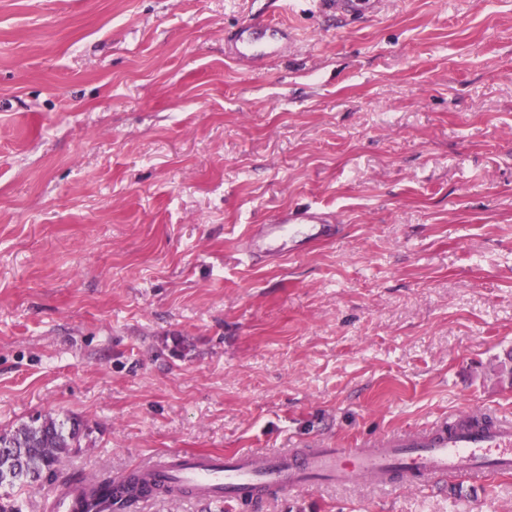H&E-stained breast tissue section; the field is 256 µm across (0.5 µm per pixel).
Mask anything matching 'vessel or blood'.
Segmentation results:
<instances>
[{
  "label": "vessel or blood",
  "mask_w": 512,
  "mask_h": 512,
  "mask_svg": "<svg viewBox=\"0 0 512 512\" xmlns=\"http://www.w3.org/2000/svg\"><path fill=\"white\" fill-rule=\"evenodd\" d=\"M375 8L374 0H336V15L358 21ZM268 34L270 47L285 51L288 35L261 20L236 28L228 42L231 55L250 50L258 33ZM315 226L318 236L331 235L330 220L314 207L279 213L269 224L257 225L245 255L255 261L274 254L285 256L294 247L286 229L302 233ZM137 472L165 484L171 496L258 506L272 495H284L319 485L420 486L446 479L480 481L512 472V419L484 411L453 412L422 430L404 429L362 437L350 447L328 442L278 451L238 450L229 454L184 451L155 456L137 465ZM86 483L55 489L44 512H78Z\"/></svg>",
  "instance_id": "obj_1"
}]
</instances>
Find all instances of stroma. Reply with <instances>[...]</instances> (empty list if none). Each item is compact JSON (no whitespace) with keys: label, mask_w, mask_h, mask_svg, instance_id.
Here are the masks:
<instances>
[{"label":"stroma","mask_w":512,"mask_h":512,"mask_svg":"<svg viewBox=\"0 0 512 512\" xmlns=\"http://www.w3.org/2000/svg\"><path fill=\"white\" fill-rule=\"evenodd\" d=\"M304 205L339 233L250 264ZM474 407L512 417V0H0V431L79 422L57 484ZM260 512H512V474ZM376 4L371 0H336V17L345 21H359L371 13ZM264 32L271 39L270 47L273 51L281 54L288 47V34L276 24L270 21L261 20L254 24L236 28L228 42L229 53L233 56L244 54L255 45V37L258 33Z\"/></svg>","instance_id":"stroma-1"}]
</instances>
